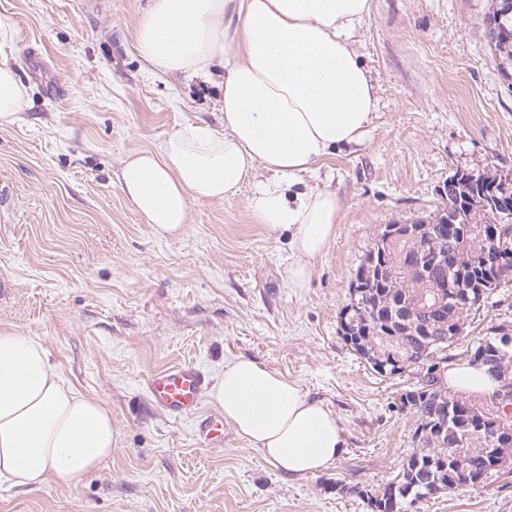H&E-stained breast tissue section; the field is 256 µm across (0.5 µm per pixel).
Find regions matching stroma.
Returning a JSON list of instances; mask_svg holds the SVG:
<instances>
[{
  "label": "stroma",
  "mask_w": 512,
  "mask_h": 512,
  "mask_svg": "<svg viewBox=\"0 0 512 512\" xmlns=\"http://www.w3.org/2000/svg\"><path fill=\"white\" fill-rule=\"evenodd\" d=\"M495 0H370L354 46L378 88L362 144L302 174L343 200L337 232L302 295L283 277L288 235L239 194L192 204L182 237L157 235L123 196L130 155L189 123L224 128L214 81L152 70L136 42L148 0H0L28 96L0 119V329L40 339L62 378L103 401L112 455L70 485L0 484V512H368L352 487L390 482L411 450L399 394L338 332L377 233L433 217L455 172L512 176V87L484 18ZM302 385L338 418L346 453L291 479L239 438L203 447L190 420L148 402L145 382L193 362L217 381L235 357ZM408 512H512V470Z\"/></svg>",
  "instance_id": "obj_1"
}]
</instances>
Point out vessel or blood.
<instances>
[{"mask_svg":"<svg viewBox=\"0 0 512 512\" xmlns=\"http://www.w3.org/2000/svg\"><path fill=\"white\" fill-rule=\"evenodd\" d=\"M146 386L156 407L172 417L191 419L196 437L207 446L223 442V417L201 411L207 381L200 368L190 363L173 364L150 374Z\"/></svg>","mask_w":512,"mask_h":512,"instance_id":"vessel-or-blood-1","label":"vessel or blood"}]
</instances>
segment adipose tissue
<instances>
[{
    "mask_svg": "<svg viewBox=\"0 0 512 512\" xmlns=\"http://www.w3.org/2000/svg\"><path fill=\"white\" fill-rule=\"evenodd\" d=\"M370 0H149L136 39L156 70L208 76L223 68L224 130L189 124L159 152L123 164L119 185L164 237L182 235L192 204L234 198L255 166L256 223L287 232L293 262L284 278L303 293L313 262L336 236L343 202L326 190H297V176L360 143L377 110V89L354 46ZM0 25V119L24 111L27 92ZM453 391L491 396L485 367L461 364ZM236 434L280 472L326 470L346 451L334 413L301 385L255 360L236 358L211 389ZM112 415L99 398L67 385L42 342L0 330V483L35 488L52 478L80 484L112 455Z\"/></svg>",
    "mask_w": 512,
    "mask_h": 512,
    "instance_id": "1",
    "label": "adipose tissue"
}]
</instances>
